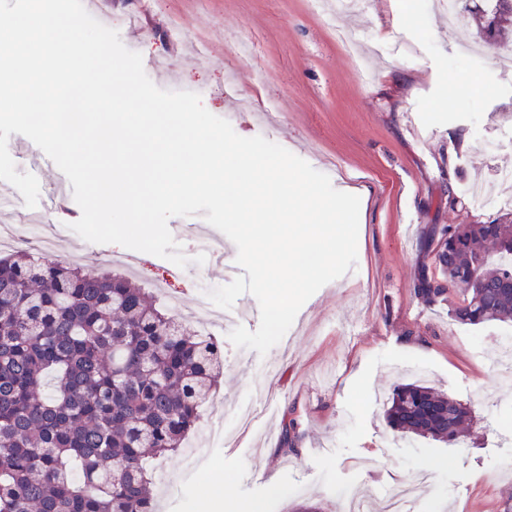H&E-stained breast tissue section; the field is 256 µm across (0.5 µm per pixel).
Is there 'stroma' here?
<instances>
[{"label": "stroma", "instance_id": "1", "mask_svg": "<svg viewBox=\"0 0 512 512\" xmlns=\"http://www.w3.org/2000/svg\"><path fill=\"white\" fill-rule=\"evenodd\" d=\"M487 0H461L458 32L435 12L408 16L395 0H368L364 10L325 19L308 0H148L149 23L124 21L123 0H112L110 26L142 56L149 79L164 90L200 95L204 107L243 137L263 136L302 159L336 157V187L360 199L358 256L351 277L319 289L266 355L236 348L217 310L212 331L224 370L204 404V419L184 447L147 464L157 487L158 512H289L309 502L340 512L343 491L377 492L426 468L412 512H512V385L490 366L493 342L512 324L471 326L452 320L447 306L425 307L414 294L431 225L488 223L512 209V70L496 60V43L461 59L457 41L473 30V13ZM191 41L175 47L172 21ZM356 27L365 45L390 52L363 80L336 42L340 27ZM248 41L249 59L234 48ZM240 75L236 97L224 89L225 69ZM278 113L280 126L254 124L240 100ZM482 186L497 207L441 210L448 188L466 194ZM15 198L0 224L34 217L74 223L81 210L28 208ZM117 244H87L81 267L93 274L132 276L157 303L180 298L184 310L202 285L228 279L223 266L189 265L171 278L170 261ZM414 338H407V330ZM426 345H418L417 336ZM428 381L471 406L473 439L448 445L394 432L382 409L397 385ZM248 406L253 425L243 433L232 413ZM297 408L303 450L272 449L285 406ZM288 493L270 499L271 488Z\"/></svg>", "mask_w": 512, "mask_h": 512}]
</instances>
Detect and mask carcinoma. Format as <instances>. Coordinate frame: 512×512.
Listing matches in <instances>:
<instances>
[{
	"instance_id": "1",
	"label": "carcinoma",
	"mask_w": 512,
	"mask_h": 512,
	"mask_svg": "<svg viewBox=\"0 0 512 512\" xmlns=\"http://www.w3.org/2000/svg\"><path fill=\"white\" fill-rule=\"evenodd\" d=\"M512 0L476 36L509 42ZM414 293L464 325L512 322V212L434 224ZM224 367L219 346L131 278L0 255V512H156L144 462L183 447ZM390 427L452 444L470 409L432 385L395 388ZM302 437L285 410L279 447Z\"/></svg>"
}]
</instances>
